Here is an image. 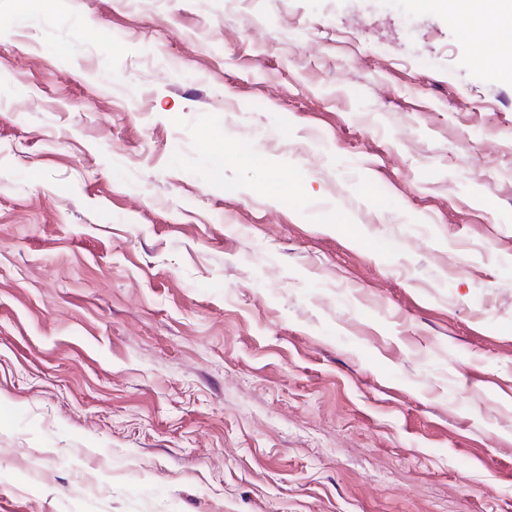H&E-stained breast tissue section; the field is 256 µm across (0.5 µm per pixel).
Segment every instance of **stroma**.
Masks as SVG:
<instances>
[{"label":"stroma","mask_w":512,"mask_h":512,"mask_svg":"<svg viewBox=\"0 0 512 512\" xmlns=\"http://www.w3.org/2000/svg\"><path fill=\"white\" fill-rule=\"evenodd\" d=\"M0 512H512V83L445 13L0 0Z\"/></svg>","instance_id":"35a3bbf8"}]
</instances>
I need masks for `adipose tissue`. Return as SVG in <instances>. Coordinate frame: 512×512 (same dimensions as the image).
Wrapping results in <instances>:
<instances>
[{"instance_id":"1","label":"adipose tissue","mask_w":512,"mask_h":512,"mask_svg":"<svg viewBox=\"0 0 512 512\" xmlns=\"http://www.w3.org/2000/svg\"><path fill=\"white\" fill-rule=\"evenodd\" d=\"M428 6L447 11L448 19L469 37L490 34L512 44V0H470L468 9H456L452 0H425Z\"/></svg>"}]
</instances>
